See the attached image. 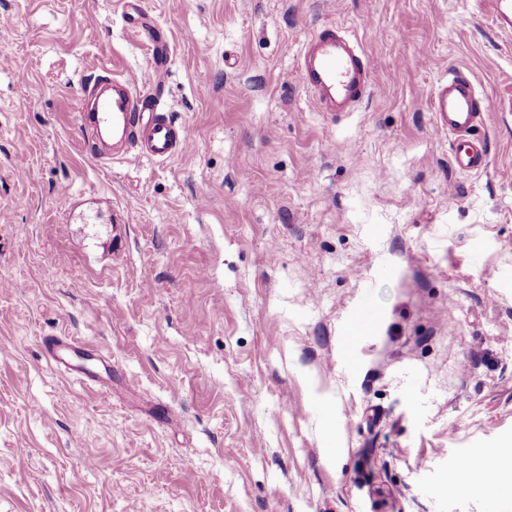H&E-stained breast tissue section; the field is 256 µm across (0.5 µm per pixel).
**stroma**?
Listing matches in <instances>:
<instances>
[{"label": "stroma", "instance_id": "stroma-1", "mask_svg": "<svg viewBox=\"0 0 512 512\" xmlns=\"http://www.w3.org/2000/svg\"><path fill=\"white\" fill-rule=\"evenodd\" d=\"M140 5L193 148L104 167L81 87L149 43L116 0H0V512H512V460L467 479L512 449V32L475 0ZM323 24L374 63L334 116L296 69ZM457 69L499 104L478 173L430 110Z\"/></svg>", "mask_w": 512, "mask_h": 512}]
</instances>
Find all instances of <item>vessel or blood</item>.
I'll use <instances>...</instances> for the list:
<instances>
[{
  "mask_svg": "<svg viewBox=\"0 0 512 512\" xmlns=\"http://www.w3.org/2000/svg\"><path fill=\"white\" fill-rule=\"evenodd\" d=\"M478 2L497 28L512 31V0ZM298 69L304 88L331 113L351 110L372 89L371 60L358 43L331 24L320 26L307 39ZM164 74L159 66L146 77L104 69L84 87L78 127L86 149L102 164L126 160L132 147L155 159L190 149L182 128L146 105V88L161 82ZM496 107V101L479 95L473 79L459 70L435 88L431 109L437 128L447 131L452 140L450 152L459 170L477 173L487 167V149L475 131Z\"/></svg>",
  "mask_w": 512,
  "mask_h": 512,
  "instance_id": "1",
  "label": "vessel or blood"
}]
</instances>
